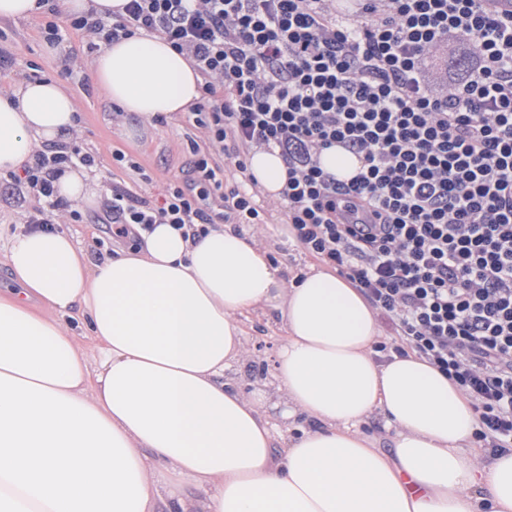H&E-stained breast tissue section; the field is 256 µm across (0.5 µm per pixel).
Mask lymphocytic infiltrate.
I'll return each instance as SVG.
<instances>
[{
    "mask_svg": "<svg viewBox=\"0 0 512 512\" xmlns=\"http://www.w3.org/2000/svg\"><path fill=\"white\" fill-rule=\"evenodd\" d=\"M40 3L49 43L65 27L94 43L143 31L202 78L190 179L157 207L113 191V236L261 224L246 162L278 151L279 205L298 245L360 288L390 322L395 352L428 360L472 398L485 448L512 450V12L495 0H358L348 18L335 0H128L106 21ZM460 38L474 54L452 84L428 64ZM333 147L360 162L349 180L320 164ZM75 163H97L77 136L34 151L8 188L39 200L29 223L80 221L53 197ZM228 166L245 184H225Z\"/></svg>",
    "mask_w": 512,
    "mask_h": 512,
    "instance_id": "obj_1",
    "label": "lymphocytic infiltrate"
}]
</instances>
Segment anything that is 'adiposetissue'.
<instances>
[{
	"label": "adipose tissue",
	"mask_w": 512,
	"mask_h": 512,
	"mask_svg": "<svg viewBox=\"0 0 512 512\" xmlns=\"http://www.w3.org/2000/svg\"><path fill=\"white\" fill-rule=\"evenodd\" d=\"M92 78L122 112L186 113L201 77L186 55L138 31L104 44ZM78 101L29 80L0 96V174L68 141ZM265 199L286 177L250 153ZM58 196L100 206L93 169L66 167ZM91 261L74 236L29 225L0 295V512H512V451L484 456L471 399L415 354L379 356L381 327L334 270L290 276L256 238L222 224L190 238L169 224ZM273 311L283 333L273 389L224 373L243 352L240 316ZM82 318L94 344L70 332ZM291 434L273 453L267 408ZM318 421L309 429L297 416ZM380 416L390 451L362 423ZM196 488L194 501L183 497Z\"/></svg>",
	"instance_id": "obj_1"
}]
</instances>
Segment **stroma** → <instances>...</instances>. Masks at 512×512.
I'll return each mask as SVG.
<instances>
[{"label":"stroma","mask_w":512,"mask_h":512,"mask_svg":"<svg viewBox=\"0 0 512 512\" xmlns=\"http://www.w3.org/2000/svg\"><path fill=\"white\" fill-rule=\"evenodd\" d=\"M44 23L41 14L26 20L0 19V46L14 59L11 67L0 68V88L10 91L32 79H63L77 96L80 135L97 157L103 197L111 198L113 187L119 186L150 204L160 203L171 181L187 179L188 141L198 137V130L184 115H173L161 124L144 122L130 114L117 115L114 104L92 83L89 63L93 52L87 37L67 30L52 54L46 49ZM116 152L138 162V169L117 165L112 158ZM263 207L265 222L256 229V236L276 262L294 273L303 272L312 264V256L299 246L284 243V215L273 202H264ZM103 216V210L89 209L83 212L81 222L69 226L82 252L93 259L119 245L107 234ZM241 327L246 354L236 365V375L241 390L248 394L272 381L274 353L283 333L274 317L263 311L242 318Z\"/></svg>","instance_id":"35a3bbf8"}]
</instances>
